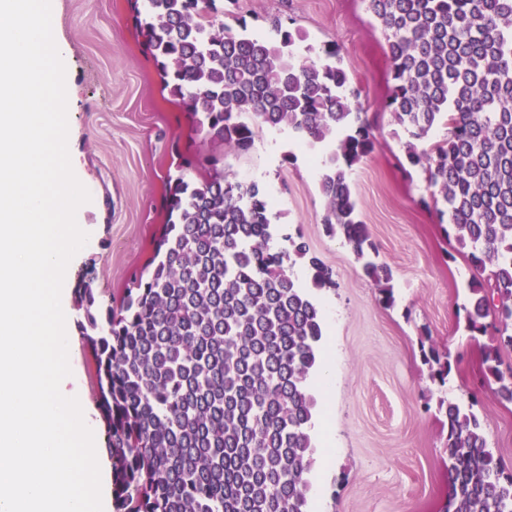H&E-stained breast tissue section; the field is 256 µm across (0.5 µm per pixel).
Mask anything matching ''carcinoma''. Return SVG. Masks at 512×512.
Wrapping results in <instances>:
<instances>
[{"instance_id": "1", "label": "carcinoma", "mask_w": 512, "mask_h": 512, "mask_svg": "<svg viewBox=\"0 0 512 512\" xmlns=\"http://www.w3.org/2000/svg\"><path fill=\"white\" fill-rule=\"evenodd\" d=\"M142 44L194 130L248 152L262 129L288 131L324 154L323 224L352 247L394 303L350 177L375 146L353 111L335 44L299 59V33L257 37L224 26L217 0H141ZM389 32L385 103L411 137L406 159L427 174L469 260L465 329L493 336L482 378L512 404V0H368ZM436 124L445 138L420 148ZM161 206L167 222L145 270L103 301L76 288V328L98 387L112 460V512H312L317 442L314 378L325 336L315 291L334 285L306 245L276 243L274 203L229 179L218 160L185 162ZM311 270L312 288L293 274ZM443 386L452 365L423 352ZM448 423L445 512H512V471L488 448L472 407L439 401Z\"/></svg>"}]
</instances>
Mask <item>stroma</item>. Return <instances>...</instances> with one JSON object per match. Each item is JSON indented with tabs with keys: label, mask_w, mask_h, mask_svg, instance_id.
Wrapping results in <instances>:
<instances>
[{
	"label": "stroma",
	"mask_w": 512,
	"mask_h": 512,
	"mask_svg": "<svg viewBox=\"0 0 512 512\" xmlns=\"http://www.w3.org/2000/svg\"><path fill=\"white\" fill-rule=\"evenodd\" d=\"M224 24L267 35L273 21L300 32L298 49L340 47L360 90L357 104L376 128L374 151L352 172L360 218L393 272L394 305L366 278L351 248L323 224L318 154L285 134L260 132L246 153L201 140L135 29L132 0H53L54 36L69 47L73 90L68 147L91 200L79 214L89 235L72 260L102 295L119 296L151 259L166 222L161 199L179 161L214 157L231 178L271 197L280 236L305 242L332 273L319 290L324 358L333 382L321 390L314 430L320 461L313 512H444L447 423L440 399L472 405L487 445L512 470V405L481 384L491 336L458 330L472 271L446 236L447 218L421 169L410 167L384 102L393 84L387 36L367 0H223ZM449 354L446 386L431 379L421 349ZM69 391L95 412L98 389L81 342L69 357Z\"/></svg>",
	"instance_id": "stroma-1"
}]
</instances>
